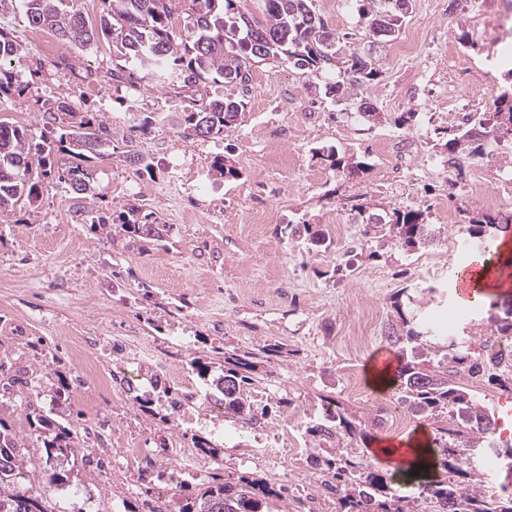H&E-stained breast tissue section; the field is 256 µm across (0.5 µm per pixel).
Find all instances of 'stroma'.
<instances>
[{"label": "stroma", "mask_w": 512, "mask_h": 512, "mask_svg": "<svg viewBox=\"0 0 512 512\" xmlns=\"http://www.w3.org/2000/svg\"><path fill=\"white\" fill-rule=\"evenodd\" d=\"M329 29L352 33V47L368 53L380 76L370 90L380 117L362 120L346 98L323 92V79L281 62L252 66L247 85L206 82L160 85L142 79L108 41L82 48L53 32L28 26L21 13L0 14V32L23 49L16 84L0 93V119L31 131L49 146L65 119L66 103L106 124L109 155L86 167L94 190L73 193L30 155L34 202L0 213V369L15 378L0 389V418L27 442V484L45 489L49 512H145L146 494L123 481L99 479L101 449L118 453L131 442L165 448L174 438H205L222 448L212 478H263L276 482L279 458H249L256 434L288 431L310 444L308 423L331 397L357 415L379 417L371 446L415 441L433 425L411 422L394 431L383 408L394 393L366 389L349 394L336 357L356 342L359 380L369 365L400 356L387 340L399 313L420 314L429 327L458 307L457 260L448 239L468 237L482 198L512 176V142L492 157L462 160L448 169L444 147L458 127L442 107L445 95L476 112L492 111L491 94L504 85L493 51L512 52V34L457 12L441 15L432 0H412L398 40L372 36L353 0H310ZM418 36L413 57H395L397 41ZM54 40L52 66L41 69L43 40ZM470 67L471 81L456 77ZM231 96L245 103L222 135L184 138L183 113L200 99ZM436 109L428 119L427 109ZM415 120L401 123V116ZM412 141V153L382 157L380 141ZM334 148L343 160L363 162L350 176L327 169L316 156ZM142 157L129 163L128 151ZM222 156L240 170L220 178ZM154 213L162 240L123 231L115 218L129 208ZM427 208L432 246L391 245L388 221L396 208ZM453 212L455 223L444 220ZM317 225L330 242L310 244L303 227ZM502 287L456 334L474 350L512 322V266ZM139 337L147 353L130 358L116 342ZM187 349L177 350L178 341ZM274 343L288 354L273 358L269 373L252 386L249 401L266 415L260 429L211 412L197 402L191 418L172 411L167 394L181 397L205 384L194 360L224 367L225 348L252 350ZM86 356L103 379L92 385L78 362ZM170 393H163V386ZM152 398L151 412L138 400ZM70 427L74 455L46 462L35 436L38 415ZM67 474L66 484L49 482Z\"/></svg>", "instance_id": "obj_1"}]
</instances>
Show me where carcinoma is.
Instances as JSON below:
<instances>
[{
  "mask_svg": "<svg viewBox=\"0 0 512 512\" xmlns=\"http://www.w3.org/2000/svg\"><path fill=\"white\" fill-rule=\"evenodd\" d=\"M411 0H354L359 16L374 30L383 21L389 36L399 35L409 8L398 3ZM106 11L99 23L86 20L78 0H0V11H20L29 26L46 28L71 43L85 47L100 38H115L117 49L131 56L144 77L164 82L171 76L184 85H195L216 74L224 82L241 85L249 81L251 67L280 57L312 76L333 67L339 79L325 84L326 92H347V85L363 90L372 87L380 71L369 55L346 49L348 34L329 30L316 16L308 0H264V20L242 12L240 0H191L194 17L187 33L178 37L171 24L172 0H103ZM22 47L0 31V91L13 85L12 61L21 57ZM244 102L213 98L184 118L183 136L199 135V125L207 134L219 135L237 121ZM460 135L448 139V164L460 166L457 154L467 151L468 158L479 161L493 152L501 139H512V84L503 87L493 112H472ZM107 127L91 119H82L62 130L58 151L70 161L58 170V178L67 182L78 195L91 191L90 173L84 166L89 155L101 152ZM28 134L21 127L0 120V211L12 208L22 196L36 195L35 185H27L21 170L28 165ZM390 237L402 248L424 247L432 242L424 212L393 209ZM401 332L392 328L388 341L406 351L410 343L420 350L403 357L397 371L396 400L413 416L431 420L435 434L430 453L437 474L420 484L416 496H405L371 460L360 455L320 453L315 458V473L324 477V486L335 498L336 512H448V504L457 500L463 512H512V486L483 480L478 465L479 449L486 447L497 424L467 388L457 384L448 363L464 366L472 376L491 365L480 360L469 346L458 345L445 336H436L416 316L397 311ZM449 351L436 360L421 347ZM278 352L269 344L255 352H224V374L216 378L224 393V416L255 426L246 386L254 385L267 374L270 357ZM322 418L309 424L306 433L314 441L332 445L343 442L366 443L370 430L377 425L359 420L336 401L322 405ZM36 430L46 452V461L54 451L74 452L71 430L43 415ZM25 442L0 419V512H48L46 493L26 485ZM285 489L270 483L224 481L204 483L196 496L180 507V512H264L267 500L285 499Z\"/></svg>",
  "mask_w": 512,
  "mask_h": 512,
  "instance_id": "1",
  "label": "carcinoma"
}]
</instances>
